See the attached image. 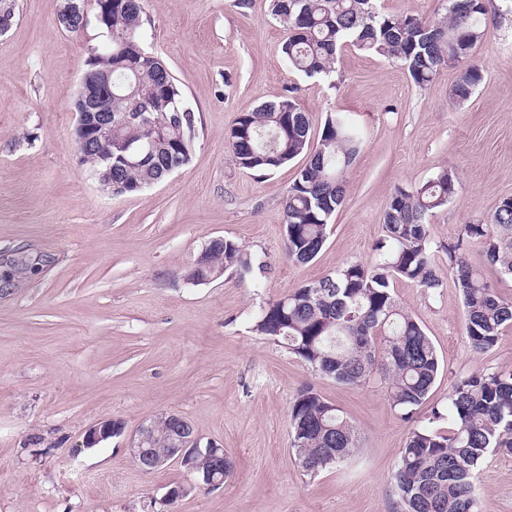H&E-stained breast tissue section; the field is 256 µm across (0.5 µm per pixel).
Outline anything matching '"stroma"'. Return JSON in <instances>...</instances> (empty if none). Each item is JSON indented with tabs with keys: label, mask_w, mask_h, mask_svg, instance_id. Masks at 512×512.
Listing matches in <instances>:
<instances>
[{
	"label": "stroma",
	"mask_w": 512,
	"mask_h": 512,
	"mask_svg": "<svg viewBox=\"0 0 512 512\" xmlns=\"http://www.w3.org/2000/svg\"><path fill=\"white\" fill-rule=\"evenodd\" d=\"M0 36V512H147L151 499L191 481L179 463L146 473L127 437L165 412L235 459L219 489L200 487L164 512H394L391 481L412 429L447 411L448 393L475 371L512 369V329L472 350L451 283L398 282L395 300L433 342L441 371L413 420L384 382L349 386L320 376L253 331L260 308L345 262H373L397 188L443 171L454 198L428 216L440 271L463 224L512 197V0L487 25L474 57L483 79L464 103L444 67L418 88L400 62L354 47L327 77L291 69L272 0H143L147 47L169 66L193 112L190 163L139 193L113 195L80 164L74 137L84 59L99 44L57 21L63 0H16ZM293 96L313 136L327 113L349 115L361 149L343 173L346 196L310 263L284 252V202L300 169L240 168L227 134L239 112ZM238 242L265 269H229L193 285L184 275L211 238ZM38 259L12 281L11 263ZM305 385L358 431L354 460L303 475L290 449L288 408ZM120 420L123 435L82 447L85 430ZM478 512H512V455L480 465Z\"/></svg>",
	"instance_id": "1"
}]
</instances>
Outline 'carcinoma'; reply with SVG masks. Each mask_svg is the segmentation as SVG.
I'll list each match as a JSON object with an SVG mask.
<instances>
[{"label":"carcinoma","mask_w":512,"mask_h":512,"mask_svg":"<svg viewBox=\"0 0 512 512\" xmlns=\"http://www.w3.org/2000/svg\"><path fill=\"white\" fill-rule=\"evenodd\" d=\"M377 0H273L288 30L282 53L288 66L308 77L328 75L345 46L398 60L416 86L430 83L446 66L459 67L451 96L461 103L482 80L472 61L483 41L495 0H450L448 19L431 24L411 14H385ZM98 23L102 45L89 48L86 70L96 78L112 72V89L99 94L97 113L112 117V134L94 129L88 146L112 157L92 173L109 193L142 192L185 167L192 158L194 113L170 68L150 51L142 32V0H111ZM235 163L273 172L303 155L307 162L285 199L284 248L288 260L311 262L323 248L330 221L341 207L342 173L361 147L356 128L343 116L327 115L316 145L311 121L290 97L238 114L228 134ZM148 144L135 164L121 159L128 144ZM456 194L455 175L442 171L411 189L399 188L383 216L384 236L375 262H347L269 302L254 330L284 344L314 371L346 385H362L377 374L388 399L411 419L435 383L441 364L419 322L396 302L395 281L419 288L443 285L429 239L426 216ZM478 243L499 274L512 276V197L487 218L462 225L448 244V281L459 292L464 329L473 351L492 350L512 327V302L498 296L485 269L470 264L465 247ZM188 270L192 284L220 278L234 268L252 270V257L222 237ZM448 428L414 429L392 477L396 512H476L477 466L491 452L512 453V370L475 372L457 381L448 396ZM289 440L301 471L315 476L359 453L356 428L312 386L290 403ZM203 484L227 479L235 460L222 448L191 458Z\"/></svg>","instance_id":"cac0c4a2"}]
</instances>
